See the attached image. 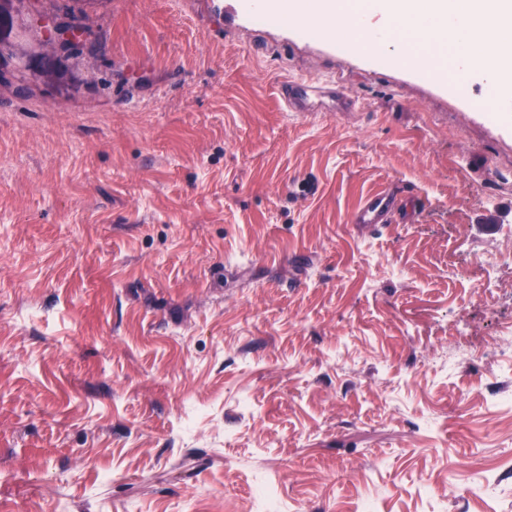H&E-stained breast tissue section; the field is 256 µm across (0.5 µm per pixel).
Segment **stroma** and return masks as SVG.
<instances>
[{"mask_svg":"<svg viewBox=\"0 0 512 512\" xmlns=\"http://www.w3.org/2000/svg\"><path fill=\"white\" fill-rule=\"evenodd\" d=\"M70 5L29 0L0 84V512H263L259 487L512 512V116L486 77L239 0H87L63 88L28 17ZM397 183L412 223H353ZM280 100L288 112H303L304 105V82L294 78L284 77L280 87Z\"/></svg>","mask_w":512,"mask_h":512,"instance_id":"1","label":"stroma"}]
</instances>
